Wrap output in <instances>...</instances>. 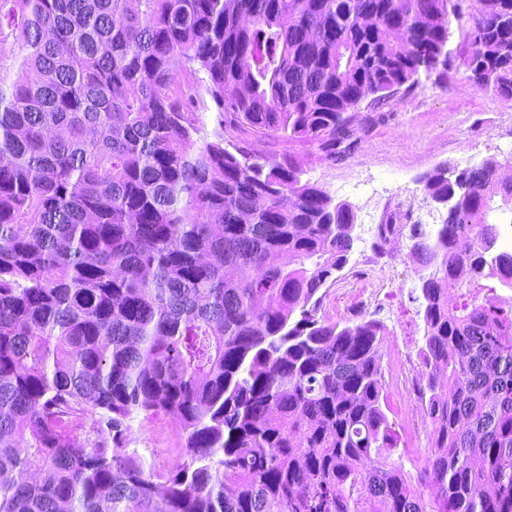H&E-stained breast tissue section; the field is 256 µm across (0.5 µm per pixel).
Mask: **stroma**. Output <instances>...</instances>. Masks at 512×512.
I'll return each instance as SVG.
<instances>
[{"mask_svg": "<svg viewBox=\"0 0 512 512\" xmlns=\"http://www.w3.org/2000/svg\"><path fill=\"white\" fill-rule=\"evenodd\" d=\"M467 20L450 19L448 49L455 67L447 83L421 77L415 88L396 95L386 118L357 130L352 154L323 160L316 147H298L307 178L355 213L349 262L326 291L319 315L343 325L377 319L385 327L382 364L402 353L421 363L424 322L420 285L424 274L410 254L413 224L434 228L441 212L423 190L422 179L442 164L465 166L487 157L512 159V96L478 90L467 77ZM401 220L397 239L381 243L372 224ZM185 442L180 425L166 416H138L126 446L155 471L172 464Z\"/></svg>", "mask_w": 512, "mask_h": 512, "instance_id": "obj_1", "label": "stroma"}]
</instances>
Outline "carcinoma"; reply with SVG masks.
Segmentation results:
<instances>
[{"mask_svg":"<svg viewBox=\"0 0 512 512\" xmlns=\"http://www.w3.org/2000/svg\"><path fill=\"white\" fill-rule=\"evenodd\" d=\"M462 2L0 0V512H512V301L479 299L512 289L503 163L423 178L446 214L410 248V471L383 324L318 317L354 212L256 147L347 159L361 109L446 80L465 9L469 79L511 95L512 0ZM139 414L186 433L162 474L126 448ZM384 397H385V412L389 418L390 422H393L395 425V429L397 430L400 436V448H402V443L404 440V433L401 429V420L404 415L405 409L408 406V403L411 400H416L415 396H410L404 399L397 389L392 388L388 385H385L384 388Z\"/></svg>","mask_w":512,"mask_h":512,"instance_id":"obj_1","label":"carcinoma"}]
</instances>
